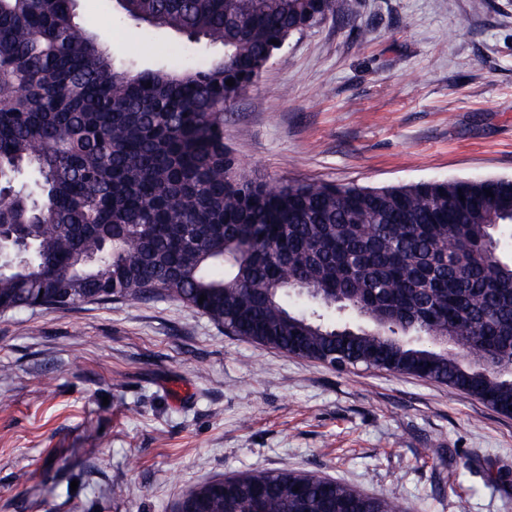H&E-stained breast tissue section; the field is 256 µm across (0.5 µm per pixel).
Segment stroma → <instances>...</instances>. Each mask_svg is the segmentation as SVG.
I'll use <instances>...</instances> for the list:
<instances>
[{
  "instance_id": "obj_1",
  "label": "stroma",
  "mask_w": 512,
  "mask_h": 512,
  "mask_svg": "<svg viewBox=\"0 0 512 512\" xmlns=\"http://www.w3.org/2000/svg\"><path fill=\"white\" fill-rule=\"evenodd\" d=\"M340 3L225 110L242 166L273 184L512 177V0ZM76 15L119 66L219 52L107 0ZM0 369V512H173L211 479L282 469L414 512H512V486L482 475L512 471V417L445 384L241 340L165 298L0 314Z\"/></svg>"
}]
</instances>
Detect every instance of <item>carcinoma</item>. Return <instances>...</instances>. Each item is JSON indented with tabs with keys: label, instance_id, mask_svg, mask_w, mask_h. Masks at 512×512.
Masks as SVG:
<instances>
[{
	"label": "carcinoma",
	"instance_id": "carcinoma-1",
	"mask_svg": "<svg viewBox=\"0 0 512 512\" xmlns=\"http://www.w3.org/2000/svg\"><path fill=\"white\" fill-rule=\"evenodd\" d=\"M72 2L0 0V224L31 244L0 268V313L164 297L245 341L512 414V178L271 189L224 145L226 107L339 0L119 3L136 25L223 46L195 69L114 66L74 36ZM188 502L405 512L394 493L288 470L210 480L175 512Z\"/></svg>",
	"mask_w": 512,
	"mask_h": 512
}]
</instances>
